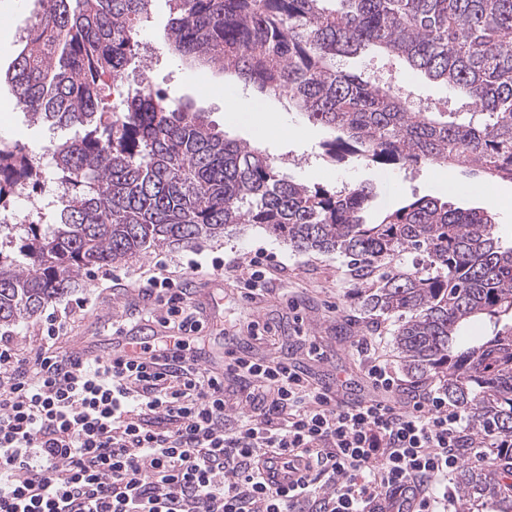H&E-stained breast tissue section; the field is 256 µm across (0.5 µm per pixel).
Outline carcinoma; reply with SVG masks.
<instances>
[{"label": "carcinoma", "instance_id": "carcinoma-1", "mask_svg": "<svg viewBox=\"0 0 512 512\" xmlns=\"http://www.w3.org/2000/svg\"><path fill=\"white\" fill-rule=\"evenodd\" d=\"M32 2L34 22L5 79L33 121L78 135L54 149L70 189L56 220L0 224V324L35 316L84 270L260 224L296 251L343 255L361 310L395 319L412 378L438 380L448 403L512 438V245L495 235L493 211L422 197L368 224V186L291 181L194 105L125 87L152 0ZM171 2L174 54L329 128L330 161L463 165L512 181V0ZM365 47L461 92L469 119L443 121L388 82L336 68V57ZM13 165L0 197L43 180L40 157ZM479 320L491 335L474 339ZM494 461L463 460L462 512H512V447Z\"/></svg>", "mask_w": 512, "mask_h": 512}]
</instances>
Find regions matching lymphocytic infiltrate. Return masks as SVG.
<instances>
[{"label": "lymphocytic infiltrate", "mask_w": 512, "mask_h": 512, "mask_svg": "<svg viewBox=\"0 0 512 512\" xmlns=\"http://www.w3.org/2000/svg\"><path fill=\"white\" fill-rule=\"evenodd\" d=\"M141 293L163 330L145 358L58 351V312L34 357L0 337V512H447L461 452L502 445L444 391L389 400L399 379L368 338L380 398L344 404L295 365L235 355L228 389L187 352L205 320L185 279L159 262ZM271 454L297 485L266 482Z\"/></svg>", "instance_id": "1"}]
</instances>
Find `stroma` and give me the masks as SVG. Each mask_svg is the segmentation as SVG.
I'll use <instances>...</instances> for the list:
<instances>
[{
	"label": "stroma",
	"instance_id": "1",
	"mask_svg": "<svg viewBox=\"0 0 512 512\" xmlns=\"http://www.w3.org/2000/svg\"><path fill=\"white\" fill-rule=\"evenodd\" d=\"M151 10L152 23L142 41L146 45L144 54L152 61L149 76L154 86L177 98L202 101L212 120L230 130L232 137L250 141V129L264 125L262 113L226 114L223 75L190 68L169 54L163 39L170 17L169 0H152ZM29 23L26 0H9L7 14L0 18L1 72L17 56ZM338 65L351 73H370L382 80L403 82L417 99L435 106L437 111L464 109L460 97L447 85L418 72L396 69L373 54L343 58ZM285 120L304 127L306 136L288 141L269 137L265 143L267 153L281 161L291 179L301 183L327 187L371 184L374 198L365 213L367 222H377L385 212L412 197L431 196L460 207L486 203L484 178L468 169L453 167L451 179L445 181L441 178L442 167L436 165L389 169L356 163L335 165L327 161L321 148L322 142L330 138V131L294 112L286 113ZM66 137V132L53 133L24 120L9 86L0 83V139L37 147L46 140L60 142ZM260 249L272 253L278 263L269 282V294L245 298V281L240 275L213 271V260L235 258L245 263ZM161 260L186 272L193 288L192 300L204 311L207 326L200 338L190 343L191 352L201 365L223 371L229 351L257 360L277 357L301 367L312 382L335 387L339 399L354 402L373 391L366 376L368 361L356 352L358 340L370 336L379 344L380 359L391 364L401 381L392 400L405 401L413 395L412 378L393 342V321L363 314L352 296L343 259L333 253L296 252L256 224L219 239L165 247L112 266V273L121 281L120 287L114 289L102 288L95 271L84 272L76 288L51 304L55 310L67 306L72 309L71 328L61 342L62 349L110 357L120 346L112 335L116 320L129 321L137 326L140 335H150L151 303L140 295L139 279L141 271ZM81 299L86 300V309L76 308V301ZM253 323L263 327V335H251L249 326Z\"/></svg>",
	"mask_w": 512,
	"mask_h": 512
}]
</instances>
